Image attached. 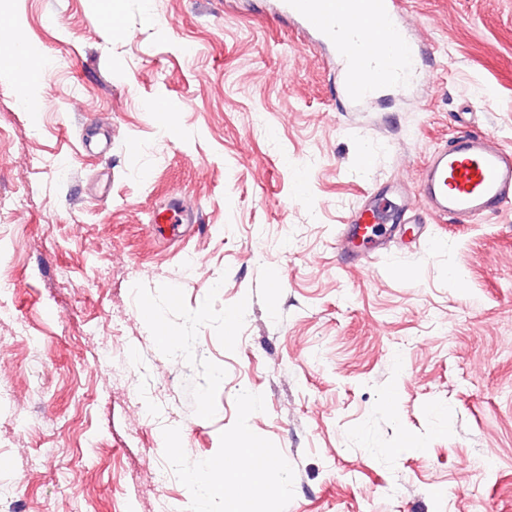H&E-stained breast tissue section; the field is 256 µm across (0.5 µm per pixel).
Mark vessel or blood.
I'll return each mask as SVG.
<instances>
[{
  "label": "vessel or blood",
  "mask_w": 512,
  "mask_h": 512,
  "mask_svg": "<svg viewBox=\"0 0 512 512\" xmlns=\"http://www.w3.org/2000/svg\"><path fill=\"white\" fill-rule=\"evenodd\" d=\"M409 0H274L275 14L287 19L308 41L328 49L344 100L364 109L391 90L426 78L419 40L406 20ZM401 200L395 214L384 209L385 194L371 192L351 224L341 229L336 249L364 262L384 248L385 237H422L423 212L454 224L512 208V150L491 133L461 135L434 152L420 171L417 193L393 187ZM156 223L181 233L199 223L196 211L179 198L159 210Z\"/></svg>",
  "instance_id": "b4317fda"
}]
</instances>
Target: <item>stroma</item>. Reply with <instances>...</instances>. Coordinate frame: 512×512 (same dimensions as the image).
Segmentation results:
<instances>
[{"mask_svg":"<svg viewBox=\"0 0 512 512\" xmlns=\"http://www.w3.org/2000/svg\"><path fill=\"white\" fill-rule=\"evenodd\" d=\"M409 13L423 105L348 112L267 0H0L51 60L32 111L0 65V194L21 201L0 212V512H193L242 434L272 461L254 512H512V209L365 267L336 249L367 191L451 138L512 149V0ZM171 197L200 209L192 236L155 235Z\"/></svg>","mask_w":512,"mask_h":512,"instance_id":"stroma-1","label":"stroma"}]
</instances>
